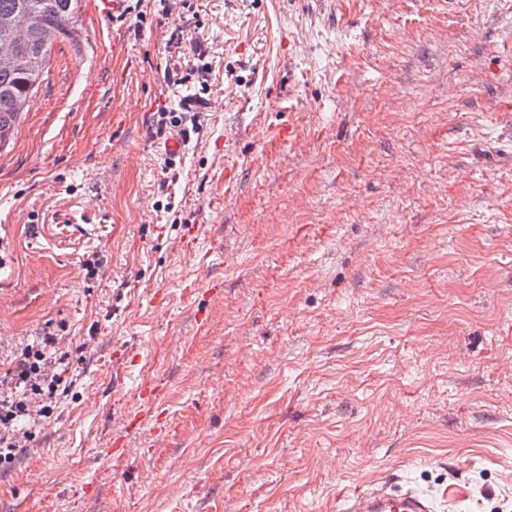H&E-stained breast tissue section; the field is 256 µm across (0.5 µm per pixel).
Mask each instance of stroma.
<instances>
[{"mask_svg":"<svg viewBox=\"0 0 512 512\" xmlns=\"http://www.w3.org/2000/svg\"><path fill=\"white\" fill-rule=\"evenodd\" d=\"M98 4L0 150V369L50 331L75 381L0 512H512V0ZM142 417L140 414L132 413L126 415L122 427L113 439L108 452L114 459H120L125 453L124 433L137 430L141 424ZM399 478L385 479L380 485L365 490H353L341 496L346 512H444L457 511V506L465 499L452 493L448 496L430 494L415 488H405L397 484Z\"/></svg>","mask_w":512,"mask_h":512,"instance_id":"stroma-1","label":"stroma"}]
</instances>
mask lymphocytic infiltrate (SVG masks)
Returning <instances> with one entry per match:
<instances>
[{"label": "lymphocytic infiltrate", "mask_w": 512, "mask_h": 512, "mask_svg": "<svg viewBox=\"0 0 512 512\" xmlns=\"http://www.w3.org/2000/svg\"><path fill=\"white\" fill-rule=\"evenodd\" d=\"M64 337L46 333L17 352L0 374V473L29 447L35 431L54 414L73 386Z\"/></svg>", "instance_id": "f902f5d3"}]
</instances>
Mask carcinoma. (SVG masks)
<instances>
[{
    "label": "carcinoma",
    "mask_w": 512,
    "mask_h": 512,
    "mask_svg": "<svg viewBox=\"0 0 512 512\" xmlns=\"http://www.w3.org/2000/svg\"><path fill=\"white\" fill-rule=\"evenodd\" d=\"M82 0H0V15L11 14L24 25L30 20L38 28L53 29L59 39L77 44L82 30ZM30 50L37 58V67L31 73L17 72L0 66V151L9 145L18 133L23 115L13 109L17 98L33 99L44 81L52 54V45H43L33 38Z\"/></svg>",
    "instance_id": "cac0c4a2"
}]
</instances>
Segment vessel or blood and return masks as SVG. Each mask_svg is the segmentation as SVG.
I'll return each instance as SVG.
<instances>
[{"mask_svg":"<svg viewBox=\"0 0 512 512\" xmlns=\"http://www.w3.org/2000/svg\"><path fill=\"white\" fill-rule=\"evenodd\" d=\"M141 421V415L136 413L125 416L121 432L113 438L109 448L113 458L123 457L124 435L137 430ZM342 500L345 512H455L461 497L455 493L439 496L415 488H406L398 485L396 480L387 479L376 487L356 489L344 494Z\"/></svg>","mask_w":512,"mask_h":512,"instance_id":"obj_1","label":"vessel or blood"}]
</instances>
